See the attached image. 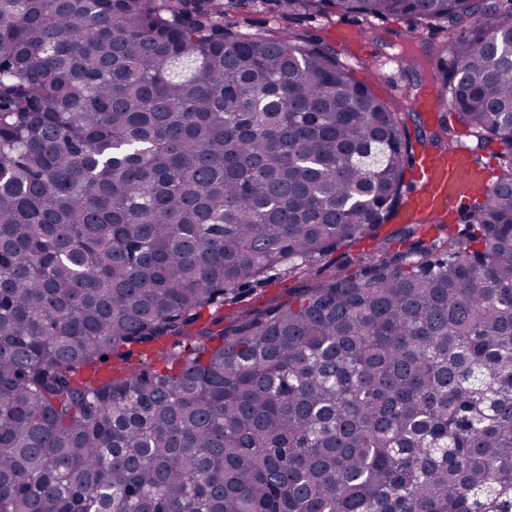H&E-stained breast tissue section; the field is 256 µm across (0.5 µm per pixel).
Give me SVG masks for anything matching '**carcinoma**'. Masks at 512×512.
Masks as SVG:
<instances>
[{"instance_id": "obj_1", "label": "carcinoma", "mask_w": 512, "mask_h": 512, "mask_svg": "<svg viewBox=\"0 0 512 512\" xmlns=\"http://www.w3.org/2000/svg\"><path fill=\"white\" fill-rule=\"evenodd\" d=\"M277 2L448 31L436 123L254 0H0V512H512V0ZM411 177L416 189L395 219L398 224L407 223L412 216L420 220L446 222L462 195L483 188L479 173L465 150L420 152ZM398 224L390 225L387 229L394 230ZM293 282L291 281H276L268 284L264 287L259 288L253 293L251 299L244 304H255V307H261L262 304H266L269 300L287 298L286 293L288 288H291Z\"/></svg>"}]
</instances>
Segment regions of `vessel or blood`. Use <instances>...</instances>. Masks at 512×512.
I'll return each mask as SVG.
<instances>
[{
    "label": "vessel or blood",
    "mask_w": 512,
    "mask_h": 512,
    "mask_svg": "<svg viewBox=\"0 0 512 512\" xmlns=\"http://www.w3.org/2000/svg\"><path fill=\"white\" fill-rule=\"evenodd\" d=\"M411 177L416 189L397 218L407 223L420 220H449L462 195L482 188V182L470 155L463 150L438 153L420 152Z\"/></svg>",
    "instance_id": "b4317fda"
}]
</instances>
